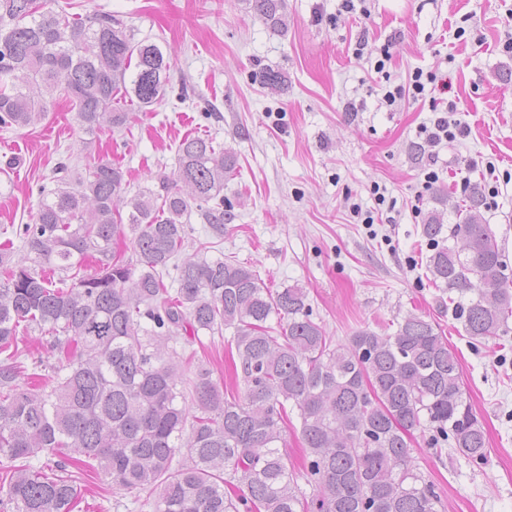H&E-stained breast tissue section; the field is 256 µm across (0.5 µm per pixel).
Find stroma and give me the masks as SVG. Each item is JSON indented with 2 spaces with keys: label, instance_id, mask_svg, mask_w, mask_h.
I'll return each mask as SVG.
<instances>
[{
  "label": "stroma",
  "instance_id": "1",
  "mask_svg": "<svg viewBox=\"0 0 512 512\" xmlns=\"http://www.w3.org/2000/svg\"><path fill=\"white\" fill-rule=\"evenodd\" d=\"M286 3L288 27L276 31L246 0H49L50 10L85 24L112 15L135 41L160 46L170 83L148 111L117 99L131 115L120 130L85 131L60 91L41 123L0 129V243L31 223L58 163L77 176L106 157L122 166L129 193L155 191L177 167L179 142L209 137L237 154L238 172L224 182L223 236L192 215L184 255L231 257L270 288H303L313 321L337 344L361 328L389 331L409 314L436 324L460 359L488 452L477 463L453 441L425 434L413 443L415 462L445 512H512V331L471 344L427 276L431 248L421 233L436 209L455 223L467 205L462 183L497 187L481 213L512 268V54L503 50L512 41V0H365L363 15L341 11V0ZM389 40L392 57L377 70ZM419 69L447 84L453 118L468 129L438 147L433 167L412 149L429 101L384 100ZM266 70L284 73L287 86L262 84ZM13 156L21 167L4 172ZM431 169L437 176L428 184ZM375 184L385 189L380 205ZM354 203L373 210V223L353 216ZM224 344L217 335L176 347L193 353L189 373L207 368L225 382ZM77 484L90 512H150L147 492L117 500L104 479L83 474Z\"/></svg>",
  "mask_w": 512,
  "mask_h": 512
}]
</instances>
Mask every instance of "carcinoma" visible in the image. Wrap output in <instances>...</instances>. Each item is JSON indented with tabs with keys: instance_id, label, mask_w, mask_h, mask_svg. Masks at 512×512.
Listing matches in <instances>:
<instances>
[{
	"instance_id": "1",
	"label": "carcinoma",
	"mask_w": 512,
	"mask_h": 512,
	"mask_svg": "<svg viewBox=\"0 0 512 512\" xmlns=\"http://www.w3.org/2000/svg\"><path fill=\"white\" fill-rule=\"evenodd\" d=\"M32 2L0 0L1 127L39 123L44 95L59 89L88 132L127 124L130 113L112 108L119 95L141 108L163 99L169 65L158 45L133 42L110 16L85 25ZM247 2L267 27L285 25L286 0ZM177 154L158 192L130 197L122 168L100 159L43 196L19 229L30 265L0 271V354L15 357L23 325L50 335L60 358L42 386L19 384L20 362L0 365V512H74L72 470L88 467L117 490L150 489L153 512H439L416 471L413 432L450 438L474 461L488 447L447 340L409 314L393 333L361 329L334 345L303 289L274 290L221 258L174 262L192 212L224 235V177L237 166L208 137H185ZM480 205L473 195L458 222L433 215L422 233L431 281L458 294L455 318L484 339L509 331L512 275ZM129 234L133 260L114 249ZM225 328L242 382L231 395L208 369L185 378L192 357L170 346L181 331L198 341ZM290 406L301 470L286 452ZM183 452L188 462L172 470ZM44 453L57 460L31 464Z\"/></svg>"
}]
</instances>
